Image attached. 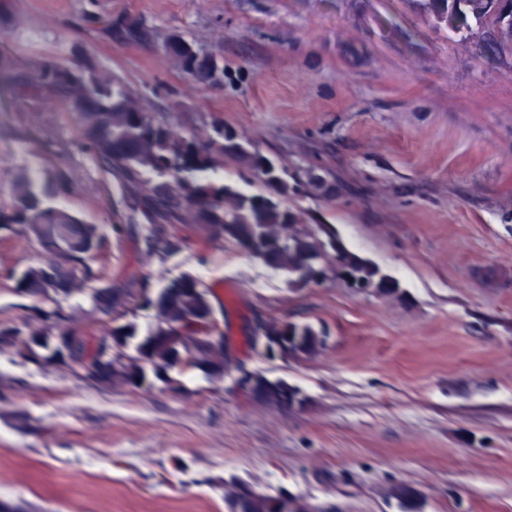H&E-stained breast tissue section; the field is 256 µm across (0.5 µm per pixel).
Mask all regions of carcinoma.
I'll list each match as a JSON object with an SVG mask.
<instances>
[{
	"mask_svg": "<svg viewBox=\"0 0 512 512\" xmlns=\"http://www.w3.org/2000/svg\"><path fill=\"white\" fill-rule=\"evenodd\" d=\"M437 22L448 25V13L486 17L483 0H422ZM165 49L176 69L194 83L208 85L224 73V66L213 55H202L195 43L182 36L168 39ZM19 96L43 100L58 98L78 115L81 148L92 155L99 168L114 176L135 201L132 223L140 211L148 220L142 241L145 256L165 260L175 247V225L196 224L213 230L211 239L228 240L241 248L255 245L254 258L273 264V269L297 273L294 282L315 283L316 269L326 267L331 277L339 278L343 269L355 280L375 287V294L395 297L399 284L370 261L342 248L334 258L323 239L333 232L319 224H307L303 213L285 205L282 198L308 192V185L295 179L288 182V169L268 158L248 152L241 136L216 123L192 134L176 125L158 120L143 105L141 98L118 75L90 62L77 66L45 63L23 67L15 78ZM232 156L254 171L274 193L248 194L209 176ZM69 176L53 170L34 180L17 176L8 196L0 199V233L25 232L28 224H47L49 233L38 250L48 255L36 278L24 271L15 277V290L52 305L36 307L30 321L47 342L63 341L72 365L99 364L90 380L99 387L130 386L135 381L148 384L146 366L155 369L189 368L210 376L224 374V344L214 345L192 336L186 319H201L212 313L210 290L192 275H182L152 291L147 279L131 276L123 288H100L91 294V313L100 336L82 331L61 305L84 291L95 278L91 259L78 249L56 224H78L87 239L102 250L108 235L97 224L86 222L79 213L59 203L68 191ZM157 310V324L139 337L131 323L117 324L128 307ZM288 332L281 344L280 358H309L325 347L328 333L312 325L290 320L265 322V335ZM22 332L0 322V350L20 354L30 345L19 339ZM261 391L254 401L291 408L302 403L299 391L283 380L256 375ZM283 496L259 494L244 483L233 485L229 502L233 512H276Z\"/></svg>",
	"mask_w": 512,
	"mask_h": 512,
	"instance_id": "1",
	"label": "carcinoma"
}]
</instances>
